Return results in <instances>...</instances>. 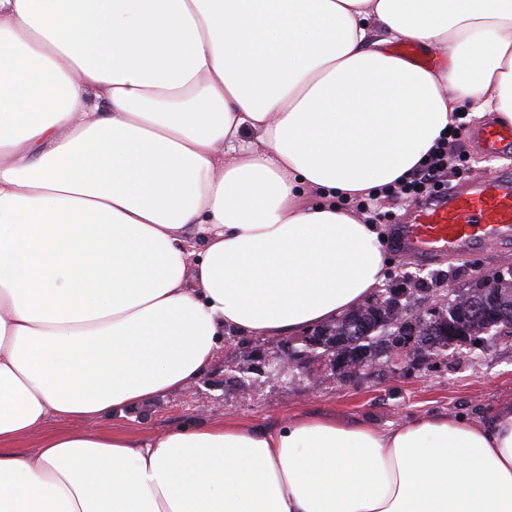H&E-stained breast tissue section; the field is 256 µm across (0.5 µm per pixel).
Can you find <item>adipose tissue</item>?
<instances>
[{
	"mask_svg": "<svg viewBox=\"0 0 512 512\" xmlns=\"http://www.w3.org/2000/svg\"><path fill=\"white\" fill-rule=\"evenodd\" d=\"M470 99L512 124V0H0V512H512V404L86 425L188 387L225 335L363 305L387 261L354 202Z\"/></svg>",
	"mask_w": 512,
	"mask_h": 512,
	"instance_id": "ef3b65f1",
	"label": "adipose tissue"
}]
</instances>
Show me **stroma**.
<instances>
[{
    "label": "stroma",
    "instance_id": "1",
    "mask_svg": "<svg viewBox=\"0 0 512 512\" xmlns=\"http://www.w3.org/2000/svg\"><path fill=\"white\" fill-rule=\"evenodd\" d=\"M464 131L453 149L459 165L449 184L475 180L477 171L499 174L506 160L483 154L469 130L491 115L478 118L472 106L463 109ZM415 210L405 201L384 204L381 224L387 236L390 268L377 296L402 294L411 313L443 308L449 298L471 288L476 278L512 269V242L482 243L469 259L452 256L422 259L396 246L397 227L409 223ZM278 337L230 336L221 342L211 367L183 389L156 398L125 415L97 421V428L133 437H153L181 426H205L231 421L266 428L301 416H329L347 422H366L387 428L401 420L430 414L466 415L483 419L501 404L512 403V341H492L463 353L423 355L403 359L381 354L365 365L353 380L326 374L309 377L292 371L281 379L250 371L253 350L275 354Z\"/></svg>",
    "mask_w": 512,
    "mask_h": 512
}]
</instances>
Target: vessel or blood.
<instances>
[{
	"label": "vessel or blood",
	"mask_w": 512,
	"mask_h": 512,
	"mask_svg": "<svg viewBox=\"0 0 512 512\" xmlns=\"http://www.w3.org/2000/svg\"><path fill=\"white\" fill-rule=\"evenodd\" d=\"M472 137L485 155H512L511 126L478 127ZM488 237L512 239L511 174L457 185L447 198L423 204L399 230L402 249L421 258L451 254L465 259Z\"/></svg>",
	"instance_id": "vessel-or-blood-1"
}]
</instances>
